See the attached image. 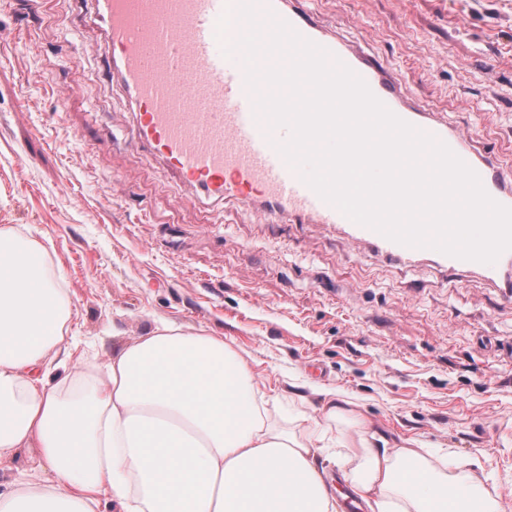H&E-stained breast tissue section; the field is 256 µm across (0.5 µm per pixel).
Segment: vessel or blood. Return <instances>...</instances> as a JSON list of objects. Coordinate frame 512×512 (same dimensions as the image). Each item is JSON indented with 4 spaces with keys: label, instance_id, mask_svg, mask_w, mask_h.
<instances>
[{
    "label": "vessel or blood",
    "instance_id": "b4317fda",
    "mask_svg": "<svg viewBox=\"0 0 512 512\" xmlns=\"http://www.w3.org/2000/svg\"><path fill=\"white\" fill-rule=\"evenodd\" d=\"M302 37L327 49L359 75L394 114L443 141L480 177L486 192L512 207V188L500 168L478 153L470 129H449L408 105L398 73L355 47L328 36L302 0H256ZM112 49L111 67L137 112L136 143L148 147L185 184L245 209L260 207L270 223L293 217L299 224L344 225L350 240L376 247L378 255H419L416 247L389 240L349 221L322 200L277 150L287 128H268L256 113L241 55L225 56L216 37L219 18L237 0H95ZM448 271L477 270L495 281L512 250L485 264L441 252L433 254Z\"/></svg>",
    "mask_w": 512,
    "mask_h": 512
}]
</instances>
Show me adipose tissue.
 <instances>
[{
	"label": "adipose tissue",
	"instance_id": "adipose-tissue-1",
	"mask_svg": "<svg viewBox=\"0 0 512 512\" xmlns=\"http://www.w3.org/2000/svg\"><path fill=\"white\" fill-rule=\"evenodd\" d=\"M0 227V462L36 449L46 477L0 512H339L337 465L371 512H502L481 469L395 448L333 390L283 419L223 337L158 322L96 363L74 356L67 291ZM65 371L48 384L44 368Z\"/></svg>",
	"mask_w": 512,
	"mask_h": 512
}]
</instances>
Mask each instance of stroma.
<instances>
[{
    "instance_id": "1",
    "label": "stroma",
    "mask_w": 512,
    "mask_h": 512,
    "mask_svg": "<svg viewBox=\"0 0 512 512\" xmlns=\"http://www.w3.org/2000/svg\"><path fill=\"white\" fill-rule=\"evenodd\" d=\"M411 103L512 172V0H311ZM93 0H0V227L44 247L98 359L157 322L223 337L285 411L323 390L390 446L485 460L512 512V303L474 271L199 197L131 137Z\"/></svg>"
}]
</instances>
